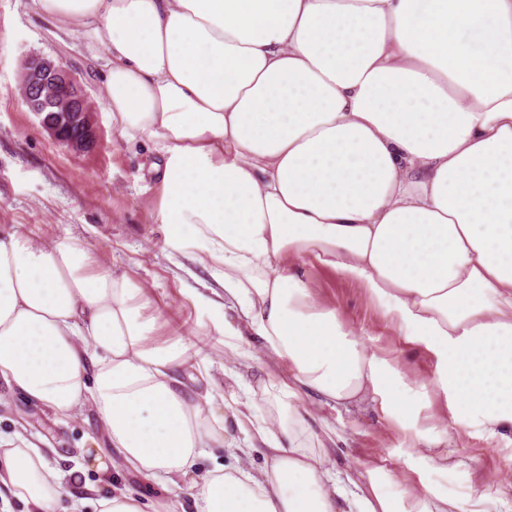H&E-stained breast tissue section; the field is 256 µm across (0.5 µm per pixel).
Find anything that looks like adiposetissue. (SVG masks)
<instances>
[{
	"mask_svg": "<svg viewBox=\"0 0 512 512\" xmlns=\"http://www.w3.org/2000/svg\"><path fill=\"white\" fill-rule=\"evenodd\" d=\"M108 56L121 136L161 159L157 220L222 269L224 294L287 367L259 473L193 468L225 418L184 382L202 340L91 246L0 238V380L69 418L93 408L119 463L177 486L192 512H487L368 464L339 478L291 399L426 417L413 445L445 471L443 419L512 434V0H32ZM359 283L429 380L346 330L284 262ZM0 485L27 512H79L40 448L0 436Z\"/></svg>",
	"mask_w": 512,
	"mask_h": 512,
	"instance_id": "adipose-tissue-1",
	"label": "adipose tissue"
}]
</instances>
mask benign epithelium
Instances as JSON below:
<instances>
[{
  "instance_id": "1",
  "label": "benign epithelium",
  "mask_w": 512,
  "mask_h": 512,
  "mask_svg": "<svg viewBox=\"0 0 512 512\" xmlns=\"http://www.w3.org/2000/svg\"><path fill=\"white\" fill-rule=\"evenodd\" d=\"M18 94L55 142L81 153L97 141L94 103L75 67L50 57H28L22 63Z\"/></svg>"
}]
</instances>
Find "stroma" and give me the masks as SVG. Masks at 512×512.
<instances>
[{
	"mask_svg": "<svg viewBox=\"0 0 512 512\" xmlns=\"http://www.w3.org/2000/svg\"><path fill=\"white\" fill-rule=\"evenodd\" d=\"M33 54L77 68L95 105L99 139L93 149L76 154L59 146L21 103V64ZM106 63V54L92 50L83 31L38 14L32 0H0V231L17 230L47 242L74 238L98 250L113 271L139 280L167 314L169 322L159 329L158 339H170L175 325L187 335L205 336L214 409L265 418L269 397L262 384L274 372V362L234 309L225 306L222 275L198 264L194 244L175 248L168 243L154 215L159 157L150 143L126 141L113 128L101 80ZM296 266L315 295L336 308L346 328L394 361L405 379L432 377L434 357L407 343L360 284L309 258ZM219 323L240 332L253 361H231L223 335L215 330ZM295 406L312 431L335 429V441L325 447L336 473L352 476L371 463L451 497L487 493L491 512H499L494 495L501 483L512 481V434L491 439L474 429L449 426L448 450L459 465L443 472L422 463L410 447L425 420L406 423L377 406L346 410L310 398ZM0 432H18L37 443L50 466L64 476L76 464L90 462V449L107 444L92 408L62 422L1 380Z\"/></svg>",
	"mask_w": 512,
	"mask_h": 512,
	"instance_id": "obj_1",
	"label": "stroma"
}]
</instances>
